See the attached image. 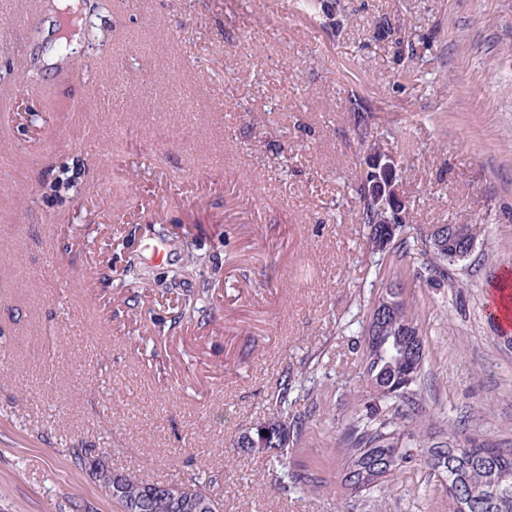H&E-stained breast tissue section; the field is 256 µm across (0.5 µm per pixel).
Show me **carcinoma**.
<instances>
[{"label": "carcinoma", "mask_w": 512, "mask_h": 512, "mask_svg": "<svg viewBox=\"0 0 512 512\" xmlns=\"http://www.w3.org/2000/svg\"><path fill=\"white\" fill-rule=\"evenodd\" d=\"M76 181L67 161L55 166L52 178L44 189L51 195L69 198L74 194ZM360 222L368 230L367 242L371 253L383 254L380 241L388 239L403 245L410 211H404L400 223L393 226L382 223V207H391L383 198L373 196L370 182L362 177L357 189ZM481 227L477 224H440L433 228L422 244V254L435 260L454 264L467 258L468 247L477 243ZM400 288L391 286L378 297L366 324L364 335L363 370L377 392V402L363 416L353 417L341 433L345 471L342 478L344 494L366 497L379 492L402 469L409 467L417 457L424 458L428 468L446 477L449 512H512V448L501 443H476L463 432L455 430L448 437L437 440L422 428L402 429L396 419L404 416L403 406L413 402L411 387L405 386L407 371L418 380L425 360L424 338L413 318L409 304L402 299ZM399 297L401 301L384 320L378 319L379 304L385 298ZM298 423L289 422L288 391H283L278 408L268 419L242 431L237 440L239 448L251 452L254 443L267 445L264 454L268 470L282 490L298 484L314 486L318 477L305 466L296 470L288 465V449H278L281 436L289 441L297 438ZM78 466L88 469L106 492H111L110 472L89 464L87 458L73 449ZM149 483L127 476L118 496L114 498L121 512H133V506L143 502L142 512H202L205 502L213 504L208 512H217L218 500L194 478L178 484L184 509L174 510L172 501L159 497L144 501Z\"/></svg>", "instance_id": "obj_1"}]
</instances>
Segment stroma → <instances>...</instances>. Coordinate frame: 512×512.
Here are the masks:
<instances>
[{
    "label": "stroma",
    "instance_id": "stroma-1",
    "mask_svg": "<svg viewBox=\"0 0 512 512\" xmlns=\"http://www.w3.org/2000/svg\"><path fill=\"white\" fill-rule=\"evenodd\" d=\"M16 2L0 0V86L59 50L54 10L18 26ZM336 3L330 20L301 0H112L74 77L46 65L16 94L48 127L0 123V512H119L75 448L196 478L224 512H448L420 458L378 500L341 487V433L376 399L357 321L390 283L425 339L411 420L512 443V351L487 299L512 270V0ZM91 95L95 139L57 143ZM371 143L398 159L409 238L481 225L466 260L375 265L355 193ZM64 155L81 191L62 202L39 184ZM194 256L187 319L155 284ZM288 383L294 461L322 466L320 487L285 493L236 439Z\"/></svg>",
    "mask_w": 512,
    "mask_h": 512
}]
</instances>
